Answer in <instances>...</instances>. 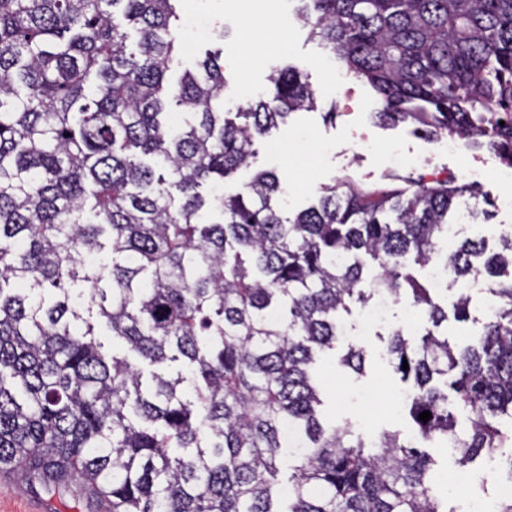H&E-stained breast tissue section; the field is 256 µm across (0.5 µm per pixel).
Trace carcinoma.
Wrapping results in <instances>:
<instances>
[{"label":"carcinoma","mask_w":512,"mask_h":512,"mask_svg":"<svg viewBox=\"0 0 512 512\" xmlns=\"http://www.w3.org/2000/svg\"><path fill=\"white\" fill-rule=\"evenodd\" d=\"M181 2L0 0V472L78 479L89 512H448L427 448L450 440L459 464L502 457L512 477V228L491 254L483 236L448 245L454 319L472 282L495 302L458 347L405 259L430 264L474 184L344 182L292 216L273 171L218 192L316 94L288 65L229 118L219 47L172 81ZM298 2L379 118L512 156V0ZM402 297L432 325L386 339L416 438L368 443L327 425L315 365L351 306ZM366 352L341 362L361 375Z\"/></svg>","instance_id":"cac0c4a2"}]
</instances>
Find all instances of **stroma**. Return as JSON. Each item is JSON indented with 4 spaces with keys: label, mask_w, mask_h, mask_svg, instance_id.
Listing matches in <instances>:
<instances>
[{
    "label": "stroma",
    "mask_w": 512,
    "mask_h": 512,
    "mask_svg": "<svg viewBox=\"0 0 512 512\" xmlns=\"http://www.w3.org/2000/svg\"><path fill=\"white\" fill-rule=\"evenodd\" d=\"M294 0H183L184 65L201 56L212 38L215 20H223L229 35L222 43L224 109L238 112L270 89L269 77L279 67L292 65L306 74L317 96L312 112L291 115L266 138L255 141L250 168L225 181V194L240 191L254 171L273 170L286 188L283 206L296 212L309 205L319 188L351 180L373 185L386 179L421 181L423 169L388 164L384 155L399 146L406 155L433 157V166L456 176L444 137L428 135L418 123L382 124L375 117L379 98L367 83L350 80L348 97L339 99L327 84L340 64L326 55L308 28L293 22ZM360 312L347 315L352 340L366 338V376L339 363L346 343L338 342L320 363L328 403V417L336 426L351 425L363 437L375 439L385 431L411 435L412 422L400 405L399 377L383 353L381 328L363 333ZM0 512H87L78 490L49 493L23 476L0 473Z\"/></svg>",
    "instance_id": "stroma-1"
}]
</instances>
